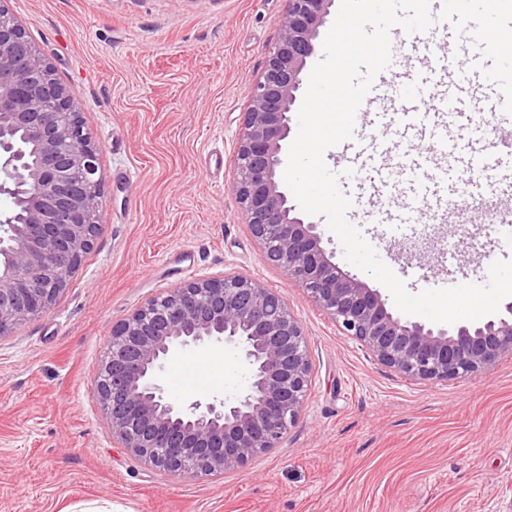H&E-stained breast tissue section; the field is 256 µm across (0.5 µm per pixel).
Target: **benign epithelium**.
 Listing matches in <instances>:
<instances>
[{"instance_id":"obj_1","label":"benign epithelium","mask_w":512,"mask_h":512,"mask_svg":"<svg viewBox=\"0 0 512 512\" xmlns=\"http://www.w3.org/2000/svg\"><path fill=\"white\" fill-rule=\"evenodd\" d=\"M279 35L251 88L232 189L266 258L340 331L411 380L461 379L512 352V301L477 325L394 314L343 271L316 224L295 214L282 153L303 72L334 0H286ZM0 335L50 310L90 248L101 195L98 148L77 103L23 27L0 8ZM238 351L247 385L232 397L177 401L162 379L180 349ZM312 363L284 298L245 276H204L148 299L112 329L96 393L112 439L160 473L202 478L243 468L297 420Z\"/></svg>"}]
</instances>
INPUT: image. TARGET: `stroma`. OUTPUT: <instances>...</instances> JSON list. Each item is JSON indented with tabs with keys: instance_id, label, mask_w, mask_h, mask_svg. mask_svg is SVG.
Listing matches in <instances>:
<instances>
[{
	"instance_id": "35a3bbf8",
	"label": "stroma",
	"mask_w": 512,
	"mask_h": 512,
	"mask_svg": "<svg viewBox=\"0 0 512 512\" xmlns=\"http://www.w3.org/2000/svg\"><path fill=\"white\" fill-rule=\"evenodd\" d=\"M80 105L99 147L97 235L43 316L0 335V512H512V354L465 379L417 381L343 335L268 262L232 190L248 92L285 0H0ZM417 293L483 285L512 259L495 224L353 218ZM236 272L282 295L312 360L278 448L201 479L115 443L94 376L113 327L150 297ZM171 397L231 396L235 352L181 353Z\"/></svg>"
}]
</instances>
